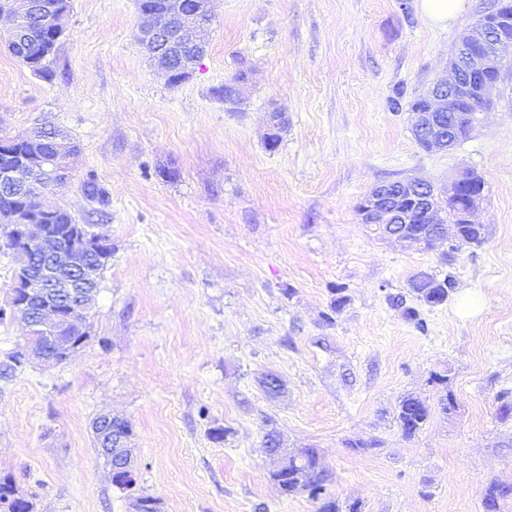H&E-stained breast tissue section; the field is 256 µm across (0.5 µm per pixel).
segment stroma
Returning <instances> with one entry per match:
<instances>
[{"mask_svg":"<svg viewBox=\"0 0 512 512\" xmlns=\"http://www.w3.org/2000/svg\"><path fill=\"white\" fill-rule=\"evenodd\" d=\"M493 3L460 0L440 24L420 0H214L207 52L176 87L134 37V0H74L54 81L0 50V133H68L73 176L46 202L112 241L91 341L0 381V478L33 512H132L141 493L162 512H315L271 481L270 424L285 447L318 448L329 493L362 512H484L486 485L512 484L498 400L512 390V51L496 106L455 149H422L408 109ZM242 66L241 101L224 104L214 90ZM275 108L287 122L271 152ZM466 169L485 180L481 246L427 249L357 217L388 180L428 181L447 204ZM419 272L455 280L420 306L423 333L387 301ZM270 371L276 398L259 384ZM409 393L434 411L408 439L393 410ZM102 413L133 424L132 490L95 450ZM215 427L232 433L214 441Z\"/></svg>","mask_w":512,"mask_h":512,"instance_id":"1","label":"stroma"}]
</instances>
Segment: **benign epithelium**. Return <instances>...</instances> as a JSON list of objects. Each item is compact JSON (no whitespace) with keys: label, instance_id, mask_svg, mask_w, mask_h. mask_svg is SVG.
Masks as SVG:
<instances>
[{"label":"benign epithelium","instance_id":"benign-epithelium-1","mask_svg":"<svg viewBox=\"0 0 512 512\" xmlns=\"http://www.w3.org/2000/svg\"><path fill=\"white\" fill-rule=\"evenodd\" d=\"M136 38L150 55L168 45L170 36L182 47L205 52V34L213 21L211 0H167L164 21L157 20L137 0ZM53 12L46 0H13L9 14L14 26H24L29 18ZM512 15L508 8H493L482 14L461 34L456 52L430 86L428 110L414 113V130L437 149H447L469 136L479 122V113L499 95L504 67L499 48L512 44ZM477 101L474 112L457 110L462 101ZM57 158L33 150L14 167H0V191L17 193L39 201L38 212L47 219L54 209L43 198L57 186ZM432 187L422 180L386 181L361 202L362 223L372 224L384 237L411 243L421 238L414 225L418 214L432 208ZM0 228L10 236L9 250L17 263L9 291L8 308L0 309V318L21 320L26 327L25 344L17 357L41 354V342L47 336H67L74 330L88 331L84 306L92 296L100 265L112 257L109 238L98 232H86L82 224L61 232L55 224L26 223L21 218L0 220ZM44 255L47 261L31 267L27 259ZM93 429L108 448H124L122 434L112 429V416L104 414L93 422Z\"/></svg>","mask_w":512,"mask_h":512}]
</instances>
